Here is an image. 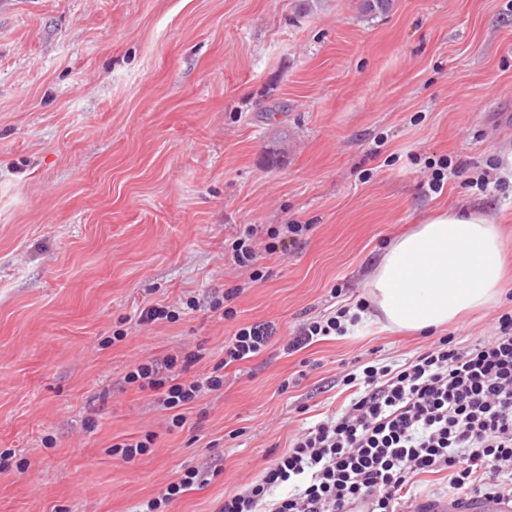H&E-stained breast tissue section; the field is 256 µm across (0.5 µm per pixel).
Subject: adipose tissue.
Here are the masks:
<instances>
[{
    "label": "adipose tissue",
    "instance_id": "1",
    "mask_svg": "<svg viewBox=\"0 0 512 512\" xmlns=\"http://www.w3.org/2000/svg\"><path fill=\"white\" fill-rule=\"evenodd\" d=\"M504 266L497 218L442 209L389 247L367 286L389 328L428 333L499 300Z\"/></svg>",
    "mask_w": 512,
    "mask_h": 512
}]
</instances>
